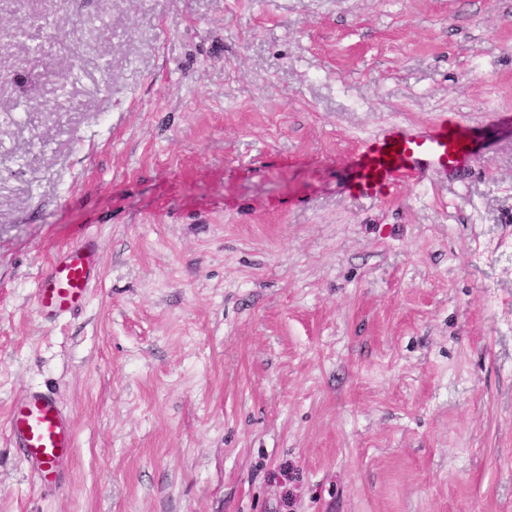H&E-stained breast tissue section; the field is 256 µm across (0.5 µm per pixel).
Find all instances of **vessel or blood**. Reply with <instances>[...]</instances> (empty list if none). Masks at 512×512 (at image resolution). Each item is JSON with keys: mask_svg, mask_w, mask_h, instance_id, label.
<instances>
[{"mask_svg": "<svg viewBox=\"0 0 512 512\" xmlns=\"http://www.w3.org/2000/svg\"><path fill=\"white\" fill-rule=\"evenodd\" d=\"M484 139L467 122L389 124L364 139L347 159L344 177L357 197L374 199L386 187L422 181L445 183L470 171L482 158ZM86 247L63 251L49 263L36 292L40 313L50 319L81 309L92 286ZM9 435L31 472L56 480L53 466L74 448L72 422L48 392L29 389L12 404Z\"/></svg>", "mask_w": 512, "mask_h": 512, "instance_id": "b4317fda", "label": "vessel or blood"}]
</instances>
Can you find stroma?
<instances>
[{"label": "stroma", "mask_w": 512, "mask_h": 512, "mask_svg": "<svg viewBox=\"0 0 512 512\" xmlns=\"http://www.w3.org/2000/svg\"><path fill=\"white\" fill-rule=\"evenodd\" d=\"M437 118L473 172L341 186ZM30 388L73 421L52 487ZM0 512H512V0H0ZM90 255L86 247L70 248L49 263L36 292L39 312L50 319L81 309L92 287ZM9 435L22 461L43 481H56L53 466L74 448L72 422L49 392L28 389L12 404Z\"/></svg>", "instance_id": "obj_1"}]
</instances>
